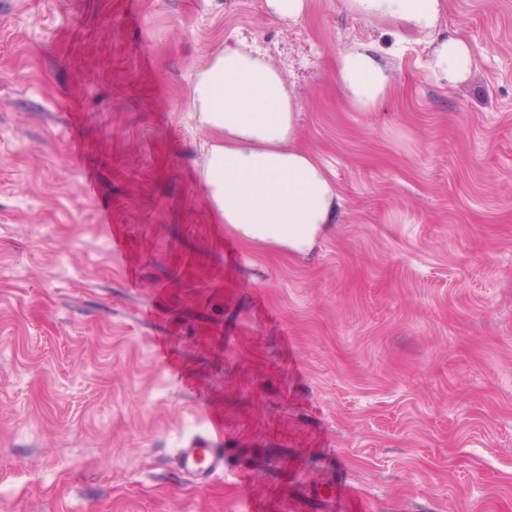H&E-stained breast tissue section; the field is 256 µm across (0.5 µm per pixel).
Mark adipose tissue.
Listing matches in <instances>:
<instances>
[{
	"instance_id": "1",
	"label": "adipose tissue",
	"mask_w": 512,
	"mask_h": 512,
	"mask_svg": "<svg viewBox=\"0 0 512 512\" xmlns=\"http://www.w3.org/2000/svg\"><path fill=\"white\" fill-rule=\"evenodd\" d=\"M359 18L389 20L434 45L427 69L447 85L467 78L468 45L446 35L440 20L446 0H343ZM337 73L350 104L372 111L389 93L377 53H342ZM191 118L210 135L200 178L205 203L218 223L240 240L291 255L309 253L336 219L340 204L332 176L311 152L297 146L298 95L281 73L242 41H225L195 74Z\"/></svg>"
}]
</instances>
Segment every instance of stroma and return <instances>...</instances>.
<instances>
[{
	"label": "stroma",
	"mask_w": 512,
	"mask_h": 512,
	"mask_svg": "<svg viewBox=\"0 0 512 512\" xmlns=\"http://www.w3.org/2000/svg\"><path fill=\"white\" fill-rule=\"evenodd\" d=\"M440 28L452 87L339 0H0V512H512V0ZM228 39L295 85L341 195L306 255L205 206L187 96ZM360 46L370 113L336 81ZM265 6L274 18L299 22L305 15L307 0H265ZM337 73L350 104L362 112H371L391 88L386 68L372 49L354 48L342 53ZM179 464L184 471L205 480L224 469V453L220 448H182L179 451Z\"/></svg>",
	"instance_id": "1"
}]
</instances>
